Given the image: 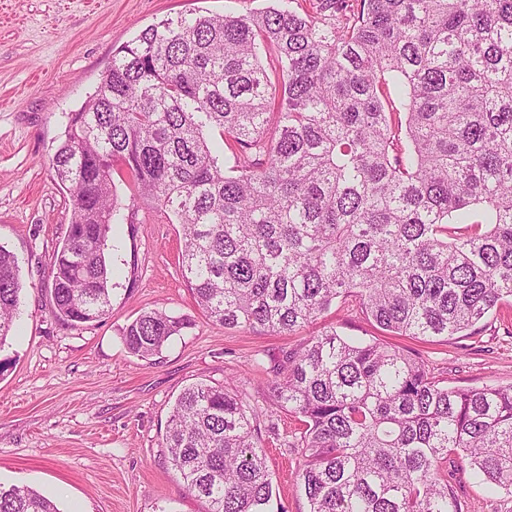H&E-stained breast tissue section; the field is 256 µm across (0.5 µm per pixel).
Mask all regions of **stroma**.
<instances>
[{
  "label": "stroma",
  "instance_id": "1",
  "mask_svg": "<svg viewBox=\"0 0 512 512\" xmlns=\"http://www.w3.org/2000/svg\"><path fill=\"white\" fill-rule=\"evenodd\" d=\"M271 0H0V246L24 284L18 330L0 348V485H26L60 512H210L172 470L163 446L179 393L231 383L264 431L274 488L270 512H308L297 485L305 457L292 445L300 423L272 401L275 365L304 334L259 335L212 323L179 269L181 227L148 206L136 225H113L107 250L112 308L72 326L52 314L48 274L71 220L70 194L51 159L67 113L80 109L112 52L162 19L191 12L247 13ZM165 309L189 325L153 356L129 353L123 328ZM345 336L382 339L353 305L315 323ZM446 385H512V301L467 335L434 342L391 337ZM462 512H512L469 465L451 458Z\"/></svg>",
  "mask_w": 512,
  "mask_h": 512
}]
</instances>
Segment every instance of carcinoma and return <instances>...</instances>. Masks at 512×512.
Wrapping results in <instances>:
<instances>
[{
  "label": "carcinoma",
  "mask_w": 512,
  "mask_h": 512,
  "mask_svg": "<svg viewBox=\"0 0 512 512\" xmlns=\"http://www.w3.org/2000/svg\"><path fill=\"white\" fill-rule=\"evenodd\" d=\"M52 168L72 205L49 285L63 321L106 314L111 226L143 203L181 226L182 277L219 326L293 335L351 300L391 336H460L512 299V0L163 19L113 51ZM22 290L0 247V347ZM186 325L152 309L123 341L146 358ZM277 374L309 512H461L451 456L512 494V385L448 387L412 352L334 328ZM164 447L211 512H268L267 454L230 384L185 388ZM0 512L60 509L12 485Z\"/></svg>",
  "instance_id": "1"
}]
</instances>
